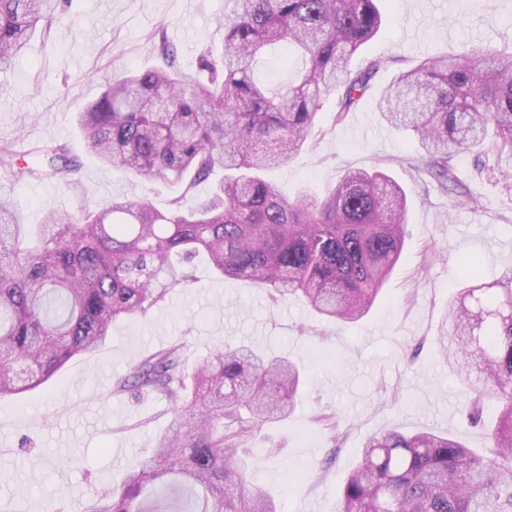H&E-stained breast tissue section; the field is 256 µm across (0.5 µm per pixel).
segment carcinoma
I'll list each match as a JSON object with an SVG mask.
<instances>
[{"label": "carcinoma", "mask_w": 512, "mask_h": 512, "mask_svg": "<svg viewBox=\"0 0 512 512\" xmlns=\"http://www.w3.org/2000/svg\"><path fill=\"white\" fill-rule=\"evenodd\" d=\"M62 2L0 0V69L36 31L51 29ZM382 24L376 0H228L222 55L199 56L208 80L178 69L164 36L151 47L157 66L113 73L77 126L102 164L142 183L181 186L165 212L145 197L114 198L53 211L32 229L14 186L75 184L79 159L53 140L30 150L33 165L1 147L0 402L91 353L117 319L188 287L186 264L201 251L217 274L247 278L276 303L302 297L334 321L367 314L403 247L406 191L379 169L348 168L324 194L288 199L264 174L308 142L323 95L339 91L340 116L357 107L386 62L353 68L351 60ZM292 48L302 62L293 81L273 91L256 80L259 57ZM378 108L418 137V179L436 180L458 206L473 204L451 160L491 132L496 149L512 156V53L427 58L393 80ZM218 172L207 199L188 203ZM475 270L464 260L472 285L459 289L450 312L458 342L442 349L473 394L471 424L481 422L484 396L498 403L491 448L429 431L372 436L344 479L341 512H512V279L478 284ZM299 385L288 358L245 346L211 351L191 375L179 346L142 359L113 392L166 397L170 428L120 490L102 492L85 512H278L271 496L248 488L235 457L242 438L290 418ZM164 475L174 479L161 503L145 490Z\"/></svg>", "instance_id": "carcinoma-1"}]
</instances>
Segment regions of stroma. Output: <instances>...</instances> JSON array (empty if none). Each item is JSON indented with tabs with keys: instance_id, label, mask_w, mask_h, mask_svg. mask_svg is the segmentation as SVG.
<instances>
[{
	"instance_id": "stroma-1",
	"label": "stroma",
	"mask_w": 512,
	"mask_h": 512,
	"mask_svg": "<svg viewBox=\"0 0 512 512\" xmlns=\"http://www.w3.org/2000/svg\"><path fill=\"white\" fill-rule=\"evenodd\" d=\"M387 21L355 65H388L351 112L337 115L327 94L316 118L317 137L271 181L286 196L325 191L347 168L383 167L409 195L400 259L369 313L354 323H329L305 300L273 303L249 280L214 273L194 261L196 283L175 289L146 314L117 320L95 353L70 361L37 393L0 403V512H83L101 491L118 489L151 456L172 417L162 397L113 394L117 380L159 349L183 346L190 361L224 347L249 346L284 356L304 383L293 415L244 438L240 462L280 512H340L344 477L372 435L396 429L432 431L477 449L491 444L497 415L486 400L484 422L471 426L470 396L441 354L451 333L449 304L464 287L461 261L474 259L486 281L512 278V187L502 170L512 158L486 148L481 158L455 155L460 182L477 207L454 206L436 182L421 186L411 165L416 139L382 118L376 103L401 72L434 56L465 50H512V0H379ZM224 0H72L48 36L0 70V145L26 152L41 141L70 143L78 178L93 208L115 197L147 195L166 209L163 184H135L100 165L86 149L76 115L98 97L112 72L148 67L150 38L163 29L178 65L196 71L203 48L221 54L217 21ZM24 223L69 210L76 191L49 181L15 189ZM338 424L332 437L329 424Z\"/></svg>"
}]
</instances>
